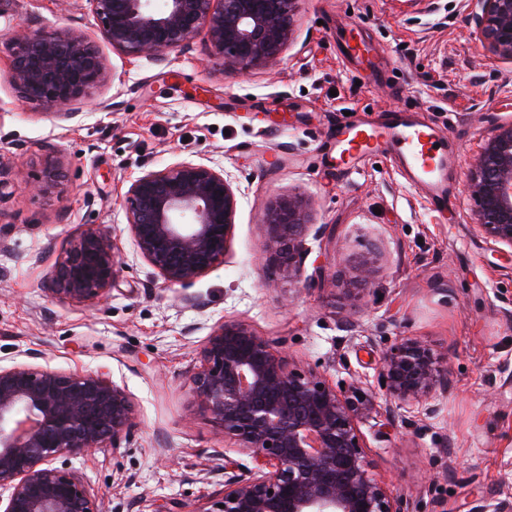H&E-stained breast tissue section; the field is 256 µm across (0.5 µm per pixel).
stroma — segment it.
I'll use <instances>...</instances> for the list:
<instances>
[{"label": "stroma", "mask_w": 512, "mask_h": 512, "mask_svg": "<svg viewBox=\"0 0 512 512\" xmlns=\"http://www.w3.org/2000/svg\"><path fill=\"white\" fill-rule=\"evenodd\" d=\"M475 0H299L295 38L279 59L224 70L205 34L165 62L112 50L84 0H11L0 13V360L40 352L41 365L102 371L134 404L127 448L72 457L101 512H201L224 491L227 447L193 391L197 354L219 321L238 319L284 342L290 367L344 386L370 408L358 419L374 477L415 512H474L512 494V256L473 226L466 183L492 125L512 118V63L490 54L467 22ZM358 30L385 58L370 79L339 54ZM72 31L99 49L106 76L68 113L21 100L9 82L11 37ZM420 111L458 163L452 222L389 158L337 173L329 127L354 109ZM63 188L40 191L46 146ZM194 161L232 175L241 193L223 264L189 288L170 286L137 255L122 198L142 171ZM311 199L304 282L273 263L261 219L285 194ZM95 229L114 239L119 275L106 298L79 305L51 291L70 242ZM370 258L369 292L341 285ZM415 337L448 370L437 412L387 410L375 360Z\"/></svg>", "instance_id": "stroma-1"}]
</instances>
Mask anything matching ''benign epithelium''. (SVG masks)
Returning <instances> with one entry per match:
<instances>
[{
  "label": "benign epithelium",
  "mask_w": 512,
  "mask_h": 512,
  "mask_svg": "<svg viewBox=\"0 0 512 512\" xmlns=\"http://www.w3.org/2000/svg\"><path fill=\"white\" fill-rule=\"evenodd\" d=\"M102 37L129 57L157 61L184 51L200 31L227 71L262 68L293 40L298 0H86ZM471 22L492 55L512 63V0H477ZM20 97L61 107L105 79L103 58L83 35L39 32L16 38L9 73ZM60 163L48 159L42 183L63 184ZM469 191L475 227L496 251L512 250V119L496 123L474 159ZM128 232L138 255L167 284L187 288L224 262L240 195L231 174L180 161L142 172L125 195ZM308 199L277 197L262 225L275 261L291 279L308 255ZM113 238L89 230L70 244L51 291L83 302L99 298L117 278ZM369 260L355 283L369 289ZM279 342L243 321L216 324L199 352L193 376L201 407L224 442L249 455V475L224 480V494L201 512H410L403 496L371 475L358 427L363 413L344 392L311 372L289 368ZM0 364V512H101L75 470L55 466L107 444L132 441L134 405L109 375L72 373L30 363ZM388 409L432 399L447 370L421 340L406 337L383 351L377 367Z\"/></svg>",
  "instance_id": "obj_1"
}]
</instances>
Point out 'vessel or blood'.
<instances>
[{"label": "vessel or blood", "instance_id": "b4317fda", "mask_svg": "<svg viewBox=\"0 0 512 512\" xmlns=\"http://www.w3.org/2000/svg\"><path fill=\"white\" fill-rule=\"evenodd\" d=\"M340 53L370 75H377L381 69V51L361 33L352 31L343 36ZM326 143L334 149L336 164L342 169L370 154L389 156L438 212L448 213L456 160L447 138L418 113L393 111L379 123L364 118L351 123L341 120L329 130Z\"/></svg>", "mask_w": 512, "mask_h": 512}]
</instances>
